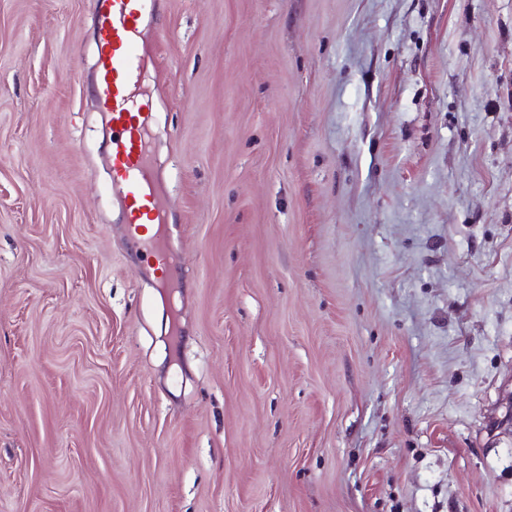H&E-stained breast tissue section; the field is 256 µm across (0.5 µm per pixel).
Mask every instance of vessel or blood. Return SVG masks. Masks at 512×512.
<instances>
[{
	"instance_id": "b4317fda",
	"label": "vessel or blood",
	"mask_w": 512,
	"mask_h": 512,
	"mask_svg": "<svg viewBox=\"0 0 512 512\" xmlns=\"http://www.w3.org/2000/svg\"><path fill=\"white\" fill-rule=\"evenodd\" d=\"M150 0H98L95 95L112 125V191L124 201L128 235L145 242L156 267L168 263L162 237H144L147 225H161L165 214L158 193L150 141L151 113L142 111L137 90L144 79L141 28Z\"/></svg>"
}]
</instances>
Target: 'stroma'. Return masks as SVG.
<instances>
[{"label":"stroma","mask_w":512,"mask_h":512,"mask_svg":"<svg viewBox=\"0 0 512 512\" xmlns=\"http://www.w3.org/2000/svg\"><path fill=\"white\" fill-rule=\"evenodd\" d=\"M96 6L0 0V512H512V0H157L170 310Z\"/></svg>","instance_id":"stroma-1"}]
</instances>
